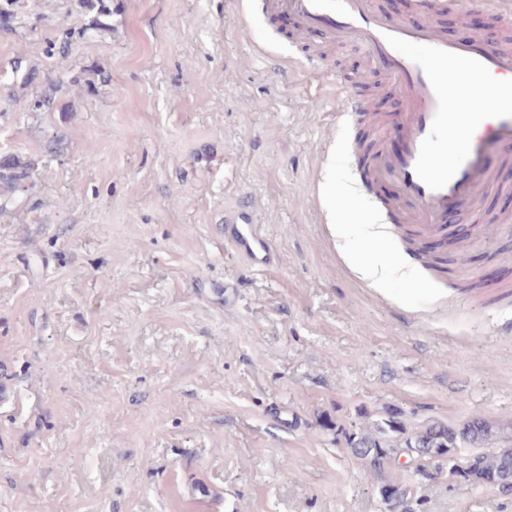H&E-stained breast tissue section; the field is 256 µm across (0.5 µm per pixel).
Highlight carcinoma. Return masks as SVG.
I'll list each match as a JSON object with an SVG mask.
<instances>
[{
	"label": "carcinoma",
	"instance_id": "1",
	"mask_svg": "<svg viewBox=\"0 0 512 512\" xmlns=\"http://www.w3.org/2000/svg\"><path fill=\"white\" fill-rule=\"evenodd\" d=\"M27 173L17 162L5 159L0 162V185L8 191L20 188ZM352 453L363 461L367 475L382 479L383 486L405 490L412 484L406 478L389 476L398 470V460L406 450L414 449L421 459L442 456L443 448H460L465 459L455 472L474 484L487 486L488 479L500 474L512 476V420H489L473 417L458 426L430 421L419 427L407 426L391 417L374 424L370 429L347 436Z\"/></svg>",
	"mask_w": 512,
	"mask_h": 512
}]
</instances>
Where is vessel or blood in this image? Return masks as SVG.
I'll list each match as a JSON object with an SVG mask.
<instances>
[{"label": "vessel or blood", "mask_w": 512, "mask_h": 512, "mask_svg": "<svg viewBox=\"0 0 512 512\" xmlns=\"http://www.w3.org/2000/svg\"><path fill=\"white\" fill-rule=\"evenodd\" d=\"M507 0H474L475 9L512 29ZM270 9L294 24L295 40L323 34L331 42L362 46L369 64L397 85L404 112L396 135L399 153L377 150L366 167L370 184L392 182L406 221L423 235L439 232L440 222L459 206L481 203L493 181L487 155L512 145V44H489L474 34L449 39L439 15L460 11L464 0H414L427 22L413 25L378 11L373 0H270ZM336 104L345 126H361L367 104L337 78ZM224 239L252 267L278 265L252 209L224 216Z\"/></svg>", "instance_id": "vessel-or-blood-1"}]
</instances>
